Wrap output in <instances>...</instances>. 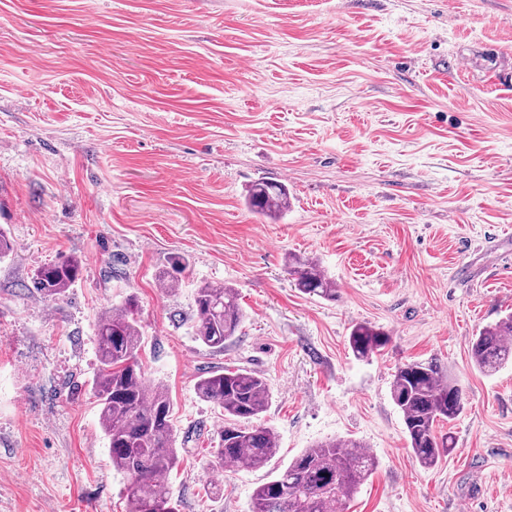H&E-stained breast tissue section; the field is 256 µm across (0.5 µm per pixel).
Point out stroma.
<instances>
[{"instance_id":"stroma-1","label":"stroma","mask_w":512,"mask_h":512,"mask_svg":"<svg viewBox=\"0 0 512 512\" xmlns=\"http://www.w3.org/2000/svg\"><path fill=\"white\" fill-rule=\"evenodd\" d=\"M477 50L512 58V0H0V512H127L93 380L97 319L130 297L173 402L179 512H250L332 439L377 459L342 512H512V364L469 353L512 313V88L456 67ZM262 179L288 186L279 219L244 203ZM291 253L336 300L295 288ZM67 257L64 296L33 288ZM206 284L245 313L220 350L195 335ZM359 323L384 351L353 356ZM433 358L465 410L425 469L390 384ZM227 367L271 393L258 470L211 465L224 414L197 382ZM82 272L80 261L65 258L41 267L33 277V288L50 298L64 296L67 290L79 279Z\"/></svg>"}]
</instances>
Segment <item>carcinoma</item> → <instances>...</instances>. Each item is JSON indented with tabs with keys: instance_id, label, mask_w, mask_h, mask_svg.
Segmentation results:
<instances>
[{
	"instance_id": "obj_1",
	"label": "carcinoma",
	"mask_w": 512,
	"mask_h": 512,
	"mask_svg": "<svg viewBox=\"0 0 512 512\" xmlns=\"http://www.w3.org/2000/svg\"><path fill=\"white\" fill-rule=\"evenodd\" d=\"M245 204L269 219L288 210V187L261 181L250 186ZM80 261L65 258L41 267L33 287L59 298L79 279ZM288 273L306 295L334 301L336 284L312 258L288 256ZM196 337L222 349L244 320L238 293L230 286L204 285L196 293ZM99 364L93 383L99 402L100 427L108 439L112 467L127 478L128 512H177L165 488L178 455L170 422L172 403L161 384L147 385L139 360L142 331L138 304L130 298L117 312H105L96 325ZM390 337L367 324H356L349 347L358 359L383 351ZM474 365L493 373L512 362V315L480 330L469 340ZM202 398L224 410L215 464L264 467L277 453L274 429L256 425L271 402L264 378L244 368L225 369L201 378ZM391 399L403 417L408 447L425 468H432L453 450L440 424L456 420L464 410L460 388L439 361L401 364L393 377ZM376 469L375 456L354 440L333 439L302 451L273 479L259 485L251 512H336Z\"/></svg>"
}]
</instances>
